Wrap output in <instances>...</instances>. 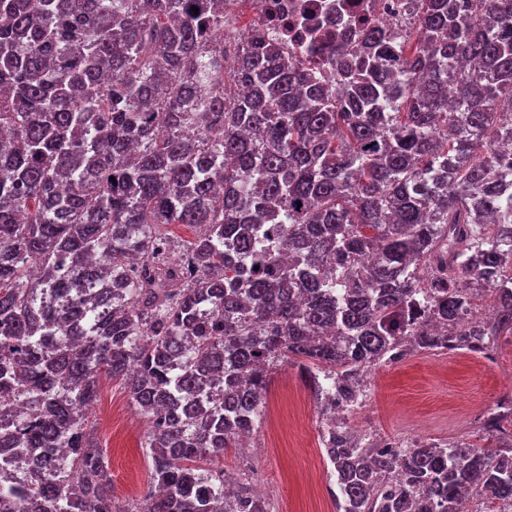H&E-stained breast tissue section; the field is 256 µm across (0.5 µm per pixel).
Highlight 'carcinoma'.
Segmentation results:
<instances>
[{
	"label": "carcinoma",
	"instance_id": "cac0c4a2",
	"mask_svg": "<svg viewBox=\"0 0 512 512\" xmlns=\"http://www.w3.org/2000/svg\"><path fill=\"white\" fill-rule=\"evenodd\" d=\"M224 2L0 0V465L39 474L0 512H130L86 430L104 375L149 423L135 512H267L200 462L260 424L270 367L334 421L375 366L512 335V0H409L401 40L318 61L249 28L227 75ZM480 431L328 425L336 496L512 512V396Z\"/></svg>",
	"mask_w": 512,
	"mask_h": 512
}]
</instances>
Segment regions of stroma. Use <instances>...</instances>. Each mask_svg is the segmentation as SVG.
Masks as SVG:
<instances>
[{"label":"stroma","instance_id":"obj_1","mask_svg":"<svg viewBox=\"0 0 512 512\" xmlns=\"http://www.w3.org/2000/svg\"><path fill=\"white\" fill-rule=\"evenodd\" d=\"M252 454L225 449L219 465L231 483H248L270 512H336L333 467L322 445L324 419L298 366L273 367ZM364 402L347 418L363 437L446 442L477 440L478 422L512 393V335L495 340L490 357L417 352L376 366ZM86 424L106 454L112 494L130 508L150 486L148 424L119 379L101 378Z\"/></svg>","mask_w":512,"mask_h":512}]
</instances>
